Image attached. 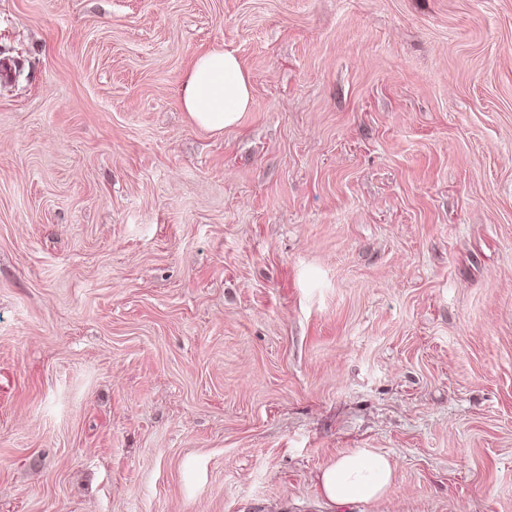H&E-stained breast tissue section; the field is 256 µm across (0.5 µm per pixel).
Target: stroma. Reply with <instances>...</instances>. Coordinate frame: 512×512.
Returning <instances> with one entry per match:
<instances>
[{
    "mask_svg": "<svg viewBox=\"0 0 512 512\" xmlns=\"http://www.w3.org/2000/svg\"><path fill=\"white\" fill-rule=\"evenodd\" d=\"M2 57L0 512H512V0H0ZM251 78L238 58L224 50L199 55L183 84L181 102L191 120L220 132L237 124L251 103ZM394 479L390 461L365 449L342 455L317 476L321 495L336 507L385 498Z\"/></svg>",
    "mask_w": 512,
    "mask_h": 512,
    "instance_id": "35a3bbf8",
    "label": "stroma"
}]
</instances>
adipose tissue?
<instances>
[{
	"label": "adipose tissue",
	"mask_w": 512,
	"mask_h": 512,
	"mask_svg": "<svg viewBox=\"0 0 512 512\" xmlns=\"http://www.w3.org/2000/svg\"><path fill=\"white\" fill-rule=\"evenodd\" d=\"M182 106L191 120L208 130L237 124L251 103V78L238 58L219 49L199 55L183 84ZM393 467L380 455L359 449L328 464L317 476L321 495L333 506L376 503L393 482Z\"/></svg>",
	"instance_id": "ef3b65f1"
}]
</instances>
